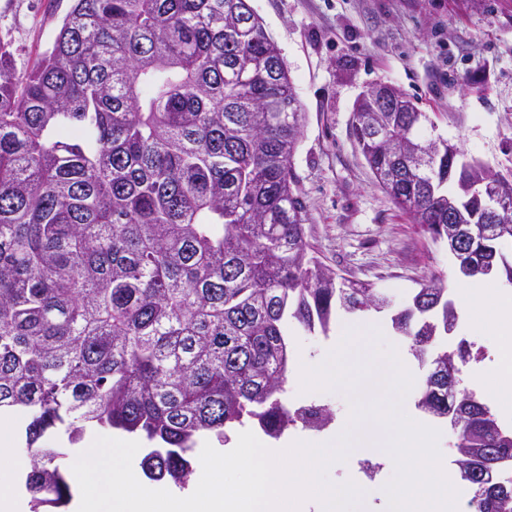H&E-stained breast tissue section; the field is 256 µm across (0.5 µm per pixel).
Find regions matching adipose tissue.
<instances>
[{
  "mask_svg": "<svg viewBox=\"0 0 512 512\" xmlns=\"http://www.w3.org/2000/svg\"><path fill=\"white\" fill-rule=\"evenodd\" d=\"M470 324L492 336L498 359L482 381L485 393L497 399L502 414L512 413V292L494 288L491 281L472 279L455 287ZM12 429L0 425V457L10 458L9 469H0V512H28L26 497L14 474L24 471L26 461L14 456Z\"/></svg>",
  "mask_w": 512,
  "mask_h": 512,
  "instance_id": "1",
  "label": "adipose tissue"
}]
</instances>
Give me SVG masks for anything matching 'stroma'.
<instances>
[{
  "label": "stroma",
  "instance_id": "obj_1",
  "mask_svg": "<svg viewBox=\"0 0 512 512\" xmlns=\"http://www.w3.org/2000/svg\"><path fill=\"white\" fill-rule=\"evenodd\" d=\"M288 69L306 122L293 156L308 242L328 268L402 302L419 282L450 280L446 245L420 235L376 184L350 130L359 97L387 83L433 122L432 138L512 179V0H249ZM72 0H0V40L17 70L51 48ZM328 334L292 331L293 358L321 360ZM374 470H367V463ZM395 473L382 449L330 466L381 505Z\"/></svg>",
  "mask_w": 512,
  "mask_h": 512
}]
</instances>
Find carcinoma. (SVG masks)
Instances as JSON below:
<instances>
[{
  "instance_id": "1",
  "label": "carcinoma",
  "mask_w": 512,
  "mask_h": 512,
  "mask_svg": "<svg viewBox=\"0 0 512 512\" xmlns=\"http://www.w3.org/2000/svg\"><path fill=\"white\" fill-rule=\"evenodd\" d=\"M306 112L248 0H74L50 49L16 71L0 41V415L26 418L30 512L72 497L89 427L140 433L150 480L186 485L195 437L257 421L320 430L282 400L286 328L392 300L312 255L292 158ZM423 112H353L377 184L431 240L456 239L512 284V223L483 222L491 172L423 134ZM467 219L448 223V199ZM458 313L433 275L391 317L430 365L417 406L447 418L469 512H512V429L463 386L482 348L434 352Z\"/></svg>"
}]
</instances>
